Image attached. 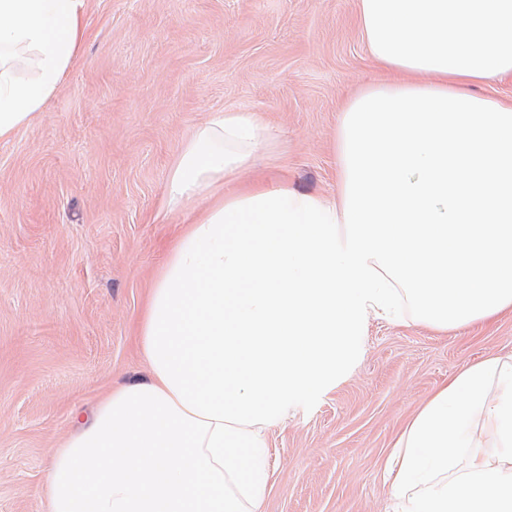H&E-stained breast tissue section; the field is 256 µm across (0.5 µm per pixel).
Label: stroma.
Instances as JSON below:
<instances>
[{
  "instance_id": "obj_1",
  "label": "stroma",
  "mask_w": 512,
  "mask_h": 512,
  "mask_svg": "<svg viewBox=\"0 0 512 512\" xmlns=\"http://www.w3.org/2000/svg\"><path fill=\"white\" fill-rule=\"evenodd\" d=\"M356 15L357 0H88L81 59L0 140V512H45L75 419L147 376L138 324L184 221L165 185L213 113L268 120L250 179L337 197L343 109L388 77ZM355 349L269 428L260 512H394V440L462 368L512 357V309L451 330L372 312Z\"/></svg>"
}]
</instances>
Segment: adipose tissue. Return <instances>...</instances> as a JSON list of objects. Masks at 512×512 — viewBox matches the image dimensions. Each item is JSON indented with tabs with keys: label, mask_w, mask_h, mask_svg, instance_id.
I'll return each mask as SVG.
<instances>
[{
	"label": "adipose tissue",
	"mask_w": 512,
	"mask_h": 512,
	"mask_svg": "<svg viewBox=\"0 0 512 512\" xmlns=\"http://www.w3.org/2000/svg\"><path fill=\"white\" fill-rule=\"evenodd\" d=\"M86 0H0V140L29 125L88 38ZM391 74L339 128L340 198L237 181L269 142L215 113L173 165L190 210L139 333L146 379L112 387L55 452L48 512H258L266 431L335 385L367 311L456 329L512 308V0H358ZM397 512H512V360L439 387L389 459Z\"/></svg>",
	"instance_id": "obj_1"
}]
</instances>
